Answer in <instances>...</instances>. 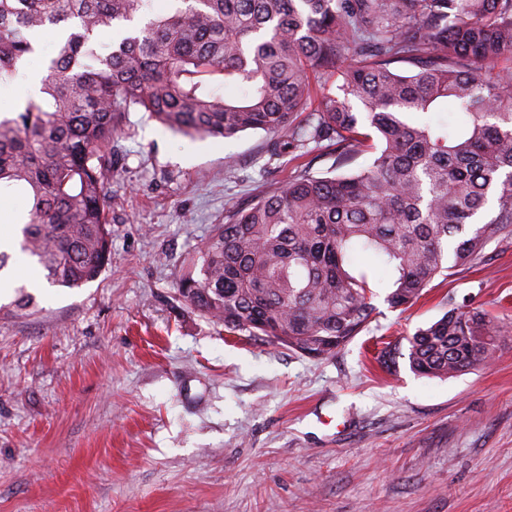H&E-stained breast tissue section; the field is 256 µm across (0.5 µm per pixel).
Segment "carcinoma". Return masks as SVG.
<instances>
[{"label":"carcinoma","instance_id":"carcinoma-1","mask_svg":"<svg viewBox=\"0 0 512 512\" xmlns=\"http://www.w3.org/2000/svg\"><path fill=\"white\" fill-rule=\"evenodd\" d=\"M0 0V84L63 33L37 96L0 116V191L31 198L22 252L54 286L95 279L108 253L112 140L149 113L185 137L273 135L277 154L336 147L332 176L301 173L214 226L180 296L231 331L322 356L370 323L374 289L407 307L480 257L487 230L512 237V0ZM118 30L104 45L99 34ZM342 78L315 112L310 72ZM231 87L226 96L214 84ZM458 110L448 124L434 115ZM495 217L471 229L487 205ZM387 269L375 283L357 258ZM499 330L454 298L381 351L423 377L486 361Z\"/></svg>","mask_w":512,"mask_h":512}]
</instances>
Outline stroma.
Wrapping results in <instances>:
<instances>
[{
	"mask_svg": "<svg viewBox=\"0 0 512 512\" xmlns=\"http://www.w3.org/2000/svg\"><path fill=\"white\" fill-rule=\"evenodd\" d=\"M174 134L130 112L112 143L110 253L34 316L0 315V512H512V238L314 358L228 332L177 288L228 211L320 175L328 144ZM495 317L450 379L373 358L442 316Z\"/></svg>",
	"mask_w": 512,
	"mask_h": 512,
	"instance_id": "obj_1",
	"label": "stroma"
}]
</instances>
